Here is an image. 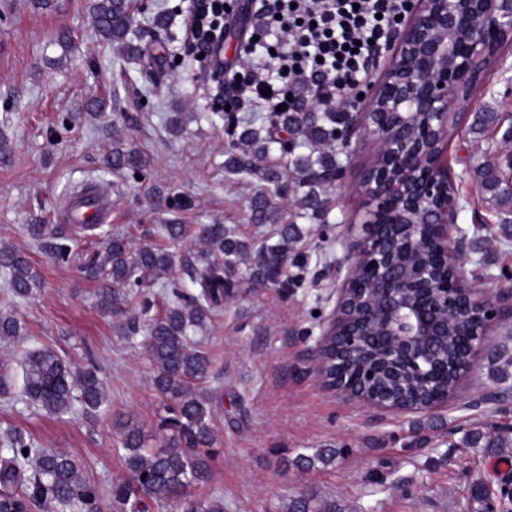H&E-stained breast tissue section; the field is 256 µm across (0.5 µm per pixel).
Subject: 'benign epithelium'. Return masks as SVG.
I'll return each instance as SVG.
<instances>
[{"label": "benign epithelium", "instance_id": "benign-epithelium-1", "mask_svg": "<svg viewBox=\"0 0 512 512\" xmlns=\"http://www.w3.org/2000/svg\"><path fill=\"white\" fill-rule=\"evenodd\" d=\"M511 48L512 0H414L390 40V60L379 80L339 100L346 110L367 104L345 139L386 142L389 165L373 164L352 183L373 206V220L356 236L336 305L310 348L322 389L381 413L430 411L448 403L479 361L509 354L505 337L493 332L512 323V293H492L467 279V240L457 225V195L448 194L447 150L448 117L463 115L459 104L477 87L484 67L504 63V50ZM404 214L416 220L398 223ZM422 241L432 245L435 260L396 272L397 250L411 251ZM462 313L477 320L466 354L459 363H434L448 320ZM373 337L381 341L379 362L359 365L354 385H347L324 353L333 348L339 356L351 354ZM379 363L408 369L407 377H396L400 396L368 393ZM416 379H442L448 392L433 400L431 390L411 387Z\"/></svg>", "mask_w": 512, "mask_h": 512}]
</instances>
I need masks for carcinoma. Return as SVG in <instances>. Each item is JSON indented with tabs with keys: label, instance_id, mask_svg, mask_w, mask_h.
<instances>
[{
	"label": "carcinoma",
	"instance_id": "carcinoma-1",
	"mask_svg": "<svg viewBox=\"0 0 512 512\" xmlns=\"http://www.w3.org/2000/svg\"><path fill=\"white\" fill-rule=\"evenodd\" d=\"M144 11V0H91L88 7L99 37L121 47L127 55L142 59L143 50L128 40L133 32L134 10ZM346 112H323L297 108L293 112H275L269 126L238 128L239 120L227 116L226 133L235 136L246 149L229 154L224 169L231 174L258 176L268 183L259 189L251 202L252 220L265 224L273 219L272 199L288 193V185L279 183L275 169L260 162L279 145L280 158L294 153L288 139L281 133L300 135L311 145L307 155L292 160L295 189L308 188L304 203L312 216L322 214L327 199L323 188L330 183L339 163L333 150L325 146H343L342 132L350 125ZM114 170L139 171L144 161L139 152L117 145L106 157ZM29 236L47 248L58 262L73 256L67 231L55 224H30ZM188 225L161 224L155 230L162 243H151L136 249L123 235L111 230L100 233L102 251L84 261L80 270L97 283L99 307L114 316L125 313L129 297L139 298L143 325L134 321L120 325L127 340L134 343L144 332L143 343L154 367L153 384L166 399L169 417L165 426L170 431L168 443L156 450L145 446L140 432L127 427L116 451L132 472L136 484H119L113 490L117 504L138 508L140 494L161 502H176L182 512H224L221 500L192 499L187 491L204 482L210 475V455L205 448L213 443L212 431L206 421V400L198 386L210 372L211 360L193 341L191 333L202 328L211 314L217 312L232 294L233 284L226 272L238 260L254 254L256 274L273 280L286 261L281 242L288 239V228L281 230V241L266 244L257 251L244 240L226 234L222 224H201L196 237L207 245L185 273L197 288L187 293L175 282H165L173 264V253L167 244L188 241ZM0 273L7 280L12 294L25 300L33 295L37 276L24 252L0 248ZM165 288L171 298L164 312L149 316L157 304V285ZM22 327L12 315L0 316V338L21 337ZM467 323L453 319L448 324V342L440 357L456 360L462 357L456 339L465 333ZM25 399L50 414L67 415L80 406L96 410L107 401L106 380L91 359L85 365L65 362L55 350L42 347L25 352L22 360ZM0 488L7 493L0 498V512H39L50 505L60 512H97V494L80 473L76 461L62 451H46L21 430L7 428L0 432Z\"/></svg>",
	"mask_w": 512,
	"mask_h": 512
}]
</instances>
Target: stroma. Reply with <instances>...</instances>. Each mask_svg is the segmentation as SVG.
I'll use <instances>...</instances> for the list:
<instances>
[{"mask_svg": "<svg viewBox=\"0 0 512 512\" xmlns=\"http://www.w3.org/2000/svg\"><path fill=\"white\" fill-rule=\"evenodd\" d=\"M192 0H151L136 14L141 46L159 60V80L137 61L103 43L88 0H56L44 10L34 0H0V246L27 254L41 284L27 300L14 299L0 276V315L20 320L26 346L45 345L73 363L94 358L107 377L108 402L59 417L27 404L14 376L16 341L0 340V372L11 376L0 391V430L13 427L43 448L69 453L97 491L100 512H131L113 499L115 485L133 481L116 453L123 426L141 430L147 446L165 443V401L155 389L143 344H130L119 319L96 305L94 282L75 264L55 262L27 234L31 224H58L64 201L97 180L112 196L109 226L132 245L159 224H221L242 238L260 239L271 225L251 219L248 199L260 181L224 169L232 139L213 98L209 61L187 51L185 24ZM174 13V42L163 50L152 37L156 12ZM232 35L223 42L225 79L246 73V54L260 27L256 0H235L224 16ZM75 42L72 51L59 43ZM468 113L497 112L502 123L480 133L462 128L448 146L468 249V278L491 291L512 290V208L487 200L476 168L512 181L501 150L512 125V86L489 66L481 88L464 103ZM140 152L141 175L107 168L113 140ZM374 159V146L352 138L340 152L348 186L332 187L331 209L318 222L299 207L281 221L299 234L273 281L251 279L248 261L230 278L232 296L195 333L212 361L202 386L214 441L211 471L195 490L217 498L224 512H288L291 499L312 498L313 508L335 503L336 512H474L477 481L497 484L512 470V447L489 442L512 427V398L476 408L470 398L512 387V357L481 361L445 408L378 415L363 404L324 391L311 372L308 350L336 303L339 269L349 264L345 225L364 224L368 206L352 183ZM336 451L333 462L299 463L318 449Z\"/></svg>", "mask_w": 512, "mask_h": 512, "instance_id": "obj_1", "label": "stroma"}]
</instances>
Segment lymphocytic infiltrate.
<instances>
[{
	"instance_id": "f902f5d3",
	"label": "lymphocytic infiltrate",
	"mask_w": 512,
	"mask_h": 512,
	"mask_svg": "<svg viewBox=\"0 0 512 512\" xmlns=\"http://www.w3.org/2000/svg\"><path fill=\"white\" fill-rule=\"evenodd\" d=\"M411 2L262 0L264 25L249 45L270 49V60L236 82L239 102L274 112L289 103L287 85L309 80L317 99L331 104L364 81ZM226 7V0H193L186 24L191 48L208 54Z\"/></svg>"
}]
</instances>
